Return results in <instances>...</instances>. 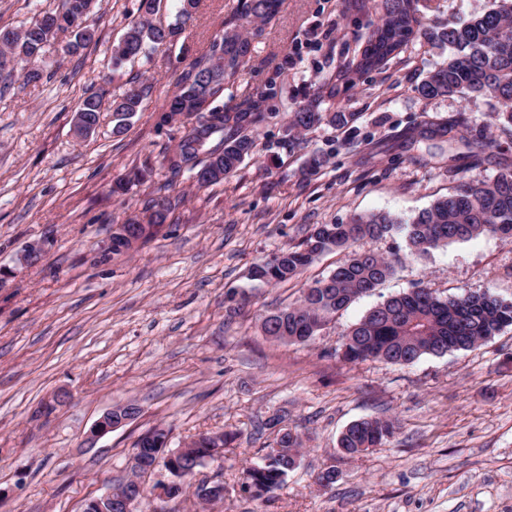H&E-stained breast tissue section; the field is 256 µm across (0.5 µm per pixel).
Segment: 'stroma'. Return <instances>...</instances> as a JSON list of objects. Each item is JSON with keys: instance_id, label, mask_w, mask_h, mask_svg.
Segmentation results:
<instances>
[{"instance_id": "stroma-1", "label": "stroma", "mask_w": 512, "mask_h": 512, "mask_svg": "<svg viewBox=\"0 0 512 512\" xmlns=\"http://www.w3.org/2000/svg\"><path fill=\"white\" fill-rule=\"evenodd\" d=\"M493 0H419L427 24L457 22ZM238 0H198L197 19L174 45L110 69L113 44L137 15L138 0H94L100 40L82 55L45 49L39 86L0 91V512H82L87 500L117 487L137 439L156 425L171 448L201 434H232L224 458L197 479L224 483V500L203 506L193 495L160 496L145 475L141 512H512V326L482 346L409 366L345 363L350 327L386 298L416 285L441 297L490 290L512 299V239L483 235L409 255L403 236L368 241L399 257L394 275L356 298L307 344L265 336L261 318L295 304L306 285L342 260L319 256L298 278L259 285L255 263L297 246L316 224H341L356 212L408 220L461 181L493 177L512 159V136L494 124L497 107L456 96L427 100L416 91L445 53L415 42L410 59L366 74L325 112H352V127L323 125L288 141V109L316 99L323 78L379 21L343 0H281L252 41V57L224 93L232 109L252 89L276 79L285 109L263 125L256 149L236 176L208 188L175 180L176 201L147 241L107 251L114 225L142 212L165 172L164 147L183 128L158 129L156 117L182 67L223 33ZM109 79L112 96L143 82L152 91L122 135L103 109L96 131H73L81 100ZM465 121L472 136L498 148L455 159L430 143L398 148L424 120ZM328 152L317 173L304 162ZM149 167L124 195L113 184ZM43 242L40 261L21 264ZM136 401L133 420L87 445L107 410ZM280 426L297 430V470L268 502L241 489L243 467L271 448ZM397 419L384 445L341 457L336 441L352 421ZM340 476L331 489L314 478L324 465Z\"/></svg>"}]
</instances>
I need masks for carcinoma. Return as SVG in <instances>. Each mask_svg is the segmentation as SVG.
<instances>
[{"instance_id": "1", "label": "carcinoma", "mask_w": 512, "mask_h": 512, "mask_svg": "<svg viewBox=\"0 0 512 512\" xmlns=\"http://www.w3.org/2000/svg\"><path fill=\"white\" fill-rule=\"evenodd\" d=\"M174 20L155 24L152 17L161 0H139V18L128 22L117 44L112 46V64L133 63L149 49L175 42L194 19L198 0H177ZM495 6L468 20L429 26L419 15L418 0H351L357 11L367 8L380 15V22L357 36L362 47L348 56L323 79L319 96L334 99L342 85L370 71L401 63L410 45L423 40L448 49L416 87L424 99L466 96L486 98L501 105L494 113L498 127L512 133V0H494ZM93 0H63L62 7L37 14L28 25L0 28V75L13 77L24 86H37L44 79L45 47L61 33L70 38L61 47L68 57L79 56L97 41L99 29L92 17ZM278 0H239L237 12L224 22V33L212 37L176 80V90L158 116V127H174L194 120L191 129L174 145L164 148L162 167L166 181L160 184L145 210L147 223L162 224L174 204L166 191L184 175L200 188L224 182L236 174L255 147L254 132L277 117L269 101L276 97V83L255 89L230 110L224 109V91L252 53L245 25L274 15ZM151 87L141 85L105 102L108 91L101 87L89 93L74 115L73 127L80 137L94 129L104 104H109L113 133L121 134L139 111ZM350 112H323L311 101L289 112L287 135L307 132L326 122L345 126ZM422 140L458 142L480 150L497 147L495 140L474 141L464 128L444 122L424 121L413 130ZM401 233L408 253L424 256L431 251L482 234L512 238V164L483 181H463L452 192L436 198L407 222L388 213H355L345 224H315L302 243L272 254L251 270V279L278 284L296 277L316 257L343 251V261L326 278L304 289L300 300L266 314L263 333L293 344L311 341L336 315L357 297L367 294L394 275L398 259H389L359 245ZM512 325V300L499 299L487 291L441 298L421 285L392 296L370 309L344 336L342 357L349 363L377 360L408 366L424 355L472 350ZM394 419L365 418L352 422L340 434L337 448L356 458L393 437ZM225 437H199L184 455L181 478L197 472L196 460L213 457L224 447ZM302 439L291 429H281L274 446L241 472V487L253 499L270 500L293 471L301 457Z\"/></svg>"}]
</instances>
